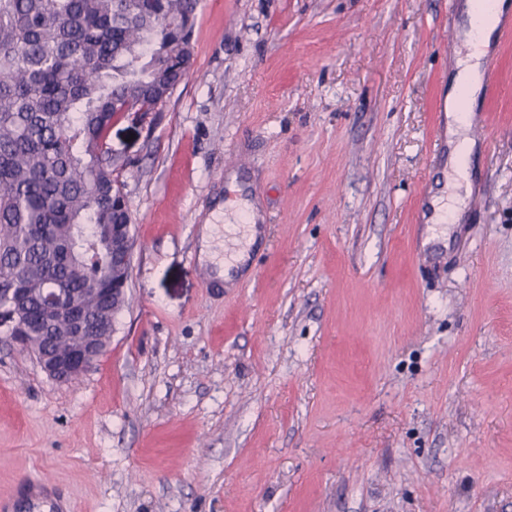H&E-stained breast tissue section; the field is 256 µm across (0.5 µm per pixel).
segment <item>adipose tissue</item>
<instances>
[{"label": "adipose tissue", "instance_id": "adipose-tissue-1", "mask_svg": "<svg viewBox=\"0 0 512 512\" xmlns=\"http://www.w3.org/2000/svg\"><path fill=\"white\" fill-rule=\"evenodd\" d=\"M467 23L461 33L465 49L455 62L454 74L445 97L448 114V192L431 201V224L459 221L464 217L471 193L470 168L476 143L470 137V125L458 116L460 106L474 108L482 87L484 60L495 39L502 16L512 12V0H499L497 9L487 16L478 15L473 4L465 6Z\"/></svg>", "mask_w": 512, "mask_h": 512}]
</instances>
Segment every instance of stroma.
<instances>
[{
    "instance_id": "stroma-1",
    "label": "stroma",
    "mask_w": 512,
    "mask_h": 512,
    "mask_svg": "<svg viewBox=\"0 0 512 512\" xmlns=\"http://www.w3.org/2000/svg\"><path fill=\"white\" fill-rule=\"evenodd\" d=\"M466 0H200L187 78L121 113L133 254L59 383L0 334V493L74 512H512V43L462 223L426 242ZM239 171L242 188H230ZM250 193V273L198 227Z\"/></svg>"
}]
</instances>
